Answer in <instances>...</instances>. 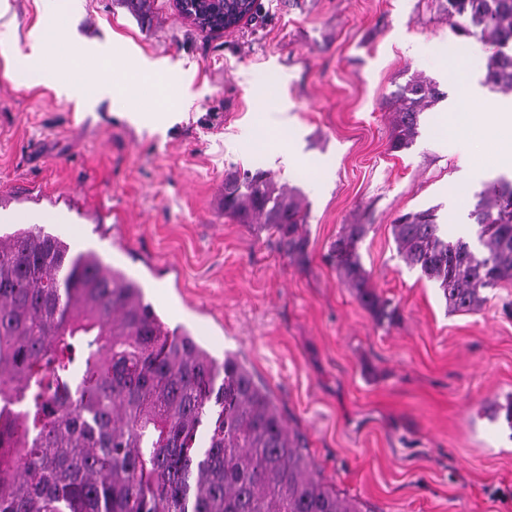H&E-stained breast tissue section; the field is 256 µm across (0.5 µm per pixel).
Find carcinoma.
<instances>
[{
    "instance_id": "cac0c4a2",
    "label": "carcinoma",
    "mask_w": 512,
    "mask_h": 512,
    "mask_svg": "<svg viewBox=\"0 0 512 512\" xmlns=\"http://www.w3.org/2000/svg\"><path fill=\"white\" fill-rule=\"evenodd\" d=\"M463 37L494 46L485 84L512 92V0H441ZM445 93L413 75L395 94L390 150L408 149ZM224 216L265 224L305 254L307 204L262 169L224 175ZM479 246L448 240L430 211L396 217L403 262L435 283L450 312L477 310L512 280V183L471 212ZM345 224L330 252L377 322L395 309L370 286ZM0 512H363L313 473L269 392L233 355L218 362L170 328L143 286L94 250L41 227L0 236Z\"/></svg>"
}]
</instances>
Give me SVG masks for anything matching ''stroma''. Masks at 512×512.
<instances>
[{
  "instance_id": "stroma-1",
  "label": "stroma",
  "mask_w": 512,
  "mask_h": 512,
  "mask_svg": "<svg viewBox=\"0 0 512 512\" xmlns=\"http://www.w3.org/2000/svg\"><path fill=\"white\" fill-rule=\"evenodd\" d=\"M58 21L102 54L52 65L86 83L121 77L130 111L78 106L10 69L30 30ZM5 30L1 234L40 224L138 278L170 327L250 370L316 470L365 512H512V426L492 415L512 397V280L477 311L449 312L391 232L400 214L430 209L449 239L474 240L480 195L512 180L495 164L512 154V127H471L484 171L463 184L446 124L492 46L458 36L439 0H258L220 34L174 0H151L144 17L124 0H0ZM442 46L465 56L456 79ZM415 74L444 97L393 152L394 95ZM137 109L172 121L139 126ZM256 168L303 194L304 262L272 230L225 217V172ZM345 224L368 227L358 253L394 324L374 319L329 257Z\"/></svg>"
}]
</instances>
